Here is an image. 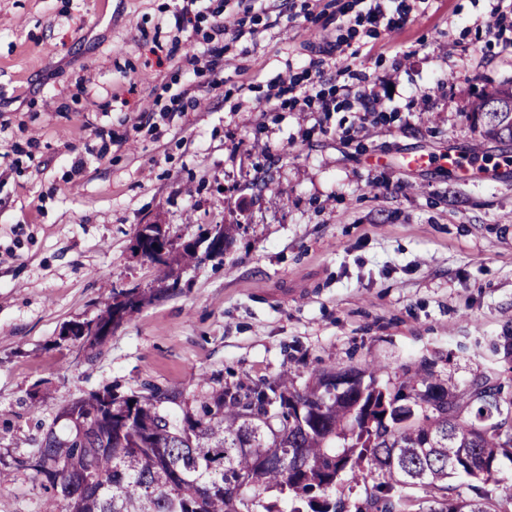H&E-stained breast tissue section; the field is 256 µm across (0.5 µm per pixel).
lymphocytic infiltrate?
Instances as JSON below:
<instances>
[{
	"instance_id": "f902f5d3",
	"label": "lymphocytic infiltrate",
	"mask_w": 512,
	"mask_h": 512,
	"mask_svg": "<svg viewBox=\"0 0 512 512\" xmlns=\"http://www.w3.org/2000/svg\"><path fill=\"white\" fill-rule=\"evenodd\" d=\"M429 0H288L287 11L271 7L267 0H180L178 5L158 7L166 35H153L150 52L167 63L168 73L155 89L154 107L149 114H137L130 125L134 132H147L159 138L177 119L198 104L197 94L204 89L223 87L225 99H240L253 89L252 82L224 83V56L258 32L278 26L282 17L318 29L335 25V39L311 46L307 58L287 69L285 77L271 84L255 105L273 112H314L315 129L327 133L335 114L351 111L361 104L375 122L386 124L396 119L398 108L384 107L379 97L366 94L370 78L363 70L336 67L332 59L341 54L358 55L368 40L401 29L410 15ZM237 17L233 31L224 28L225 13ZM476 33L482 40V52L512 48V4H494L487 19L476 28L461 27V36ZM383 87L390 76L374 78ZM125 136L108 125L93 127L85 151L69 162L63 183L79 179L87 157L102 160L113 148L121 146Z\"/></svg>"
}]
</instances>
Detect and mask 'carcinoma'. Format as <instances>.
Segmentation results:
<instances>
[{
    "label": "carcinoma",
    "mask_w": 512,
    "mask_h": 512,
    "mask_svg": "<svg viewBox=\"0 0 512 512\" xmlns=\"http://www.w3.org/2000/svg\"><path fill=\"white\" fill-rule=\"evenodd\" d=\"M501 116L483 136H512V82L493 90ZM198 262L185 250L155 264ZM114 305L98 317L110 337ZM383 369L332 367L299 388L276 378L260 387L221 386L200 398L178 388L151 387L105 400L91 391L59 409L37 447L14 459L17 470L45 478L53 496L46 512H282L266 494L288 498L289 512H504L512 494L489 483L512 463V379L487 402L472 380L450 392L431 369L394 389L378 382ZM347 389L325 396L337 384ZM372 479L366 497L345 498L342 474ZM452 478L468 480L453 492ZM421 490L424 496L414 492Z\"/></svg>",
    "instance_id": "cac0c4a2"
}]
</instances>
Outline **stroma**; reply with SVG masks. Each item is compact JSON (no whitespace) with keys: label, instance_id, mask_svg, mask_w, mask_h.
<instances>
[{"label":"stroma","instance_id":"obj_1","mask_svg":"<svg viewBox=\"0 0 512 512\" xmlns=\"http://www.w3.org/2000/svg\"><path fill=\"white\" fill-rule=\"evenodd\" d=\"M162 0H0V123L42 144L38 173L18 174L0 141V460L29 454L40 425L84 393L147 385L205 392L297 385L333 366L384 365L382 383L430 365L457 392L505 372L496 351L512 326V143L483 139L470 112L512 81V54L489 59L459 44L458 17H486V0H435L428 13L340 62L393 72L401 47L418 52L396 73L389 126L343 141L313 132L310 112L231 110L223 89L199 93L173 137L133 136L89 160L69 194H51L90 127L149 111L164 70L142 38ZM324 34L294 22L227 54L224 78L268 85ZM87 79L78 109L76 83ZM261 136H254L257 125ZM308 140H301L303 131ZM479 151L488 175L409 169L406 155ZM174 240L233 225L222 259L157 278L135 254L138 225ZM156 299L114 330L101 351L65 340L67 324L98 318L112 289ZM49 490L29 470L0 484V512H44Z\"/></svg>","mask_w":512,"mask_h":512}]
</instances>
